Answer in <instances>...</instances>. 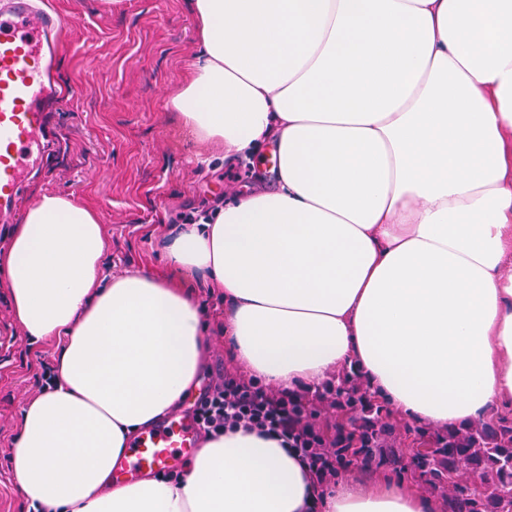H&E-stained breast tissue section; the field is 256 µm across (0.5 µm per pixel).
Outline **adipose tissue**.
Segmentation results:
<instances>
[{
    "label": "adipose tissue",
    "instance_id": "1",
    "mask_svg": "<svg viewBox=\"0 0 512 512\" xmlns=\"http://www.w3.org/2000/svg\"><path fill=\"white\" fill-rule=\"evenodd\" d=\"M200 52L167 106L202 151L272 147L269 191L163 246L224 289V332L262 380L315 388L355 365L415 422L512 410V0H195ZM98 213L46 193L0 255L28 335L61 338L56 387L13 460L51 512H308L313 476L277 441H203L178 481L102 494L139 431L192 388L191 292L139 269L103 283ZM352 471L321 512H440Z\"/></svg>",
    "mask_w": 512,
    "mask_h": 512
}]
</instances>
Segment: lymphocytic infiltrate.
Segmentation results:
<instances>
[{
    "instance_id": "lymphocytic-infiltrate-1",
    "label": "lymphocytic infiltrate",
    "mask_w": 512,
    "mask_h": 512,
    "mask_svg": "<svg viewBox=\"0 0 512 512\" xmlns=\"http://www.w3.org/2000/svg\"><path fill=\"white\" fill-rule=\"evenodd\" d=\"M201 436L239 428L281 441L308 465L320 488L334 486L336 472V381L291 390L228 362L191 411Z\"/></svg>"
}]
</instances>
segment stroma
Returning a JSON list of instances; mask_svg holds the SVG:
<instances>
[{"mask_svg":"<svg viewBox=\"0 0 512 512\" xmlns=\"http://www.w3.org/2000/svg\"><path fill=\"white\" fill-rule=\"evenodd\" d=\"M43 2L66 21L55 71L73 95L45 113L52 144L0 223V247L10 246L38 195L68 193L100 216L105 277L166 272L168 236L155 225L183 223L234 191L273 188L275 176L252 174L248 162L226 161L216 149L209 165L198 164L167 107L198 53L193 0ZM61 348L59 338L28 336L0 288V444L21 434V396L42 373V353Z\"/></svg>","mask_w":512,"mask_h":512,"instance_id":"stroma-1","label":"stroma"}]
</instances>
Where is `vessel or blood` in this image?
I'll use <instances>...</instances> for the list:
<instances>
[{
  "label": "vessel or blood",
  "mask_w": 512,
  "mask_h": 512,
  "mask_svg": "<svg viewBox=\"0 0 512 512\" xmlns=\"http://www.w3.org/2000/svg\"><path fill=\"white\" fill-rule=\"evenodd\" d=\"M65 29L59 15L39 9L34 0H0V214L12 207L43 135L41 106L56 93L53 54ZM197 445L192 419L169 416L137 439L117 478L167 469Z\"/></svg>",
  "instance_id": "b4317fda"
}]
</instances>
